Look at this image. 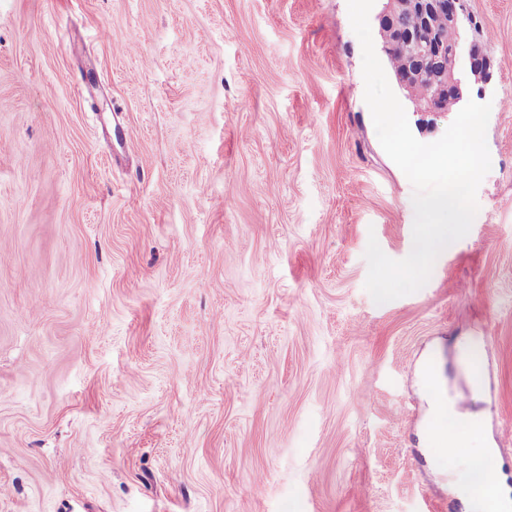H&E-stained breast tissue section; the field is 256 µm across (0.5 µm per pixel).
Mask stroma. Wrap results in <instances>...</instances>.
I'll return each instance as SVG.
<instances>
[{"mask_svg":"<svg viewBox=\"0 0 512 512\" xmlns=\"http://www.w3.org/2000/svg\"><path fill=\"white\" fill-rule=\"evenodd\" d=\"M467 7L491 170L378 304L413 186L347 0H0V512H463L431 353L512 488V0Z\"/></svg>","mask_w":512,"mask_h":512,"instance_id":"obj_1","label":"stroma"}]
</instances>
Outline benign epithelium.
I'll return each mask as SVG.
<instances>
[{
	"label": "benign epithelium",
	"instance_id": "1",
	"mask_svg": "<svg viewBox=\"0 0 512 512\" xmlns=\"http://www.w3.org/2000/svg\"><path fill=\"white\" fill-rule=\"evenodd\" d=\"M383 7L378 14L379 35L382 51L392 50L407 52L404 70L396 75L398 86L406 92V98L416 112H446L447 101L458 104L463 101L466 89L457 77L458 65L462 55H467L470 74L482 80L488 74L490 61L485 50L472 46L468 52L462 47H448L441 41L438 33L432 29L435 18L443 10H448V25L461 27L468 18L466 0H450L448 6L441 7L440 0H382ZM411 14L419 17L429 26L431 35L430 50L425 54H416L411 50L412 37L401 33L395 25L397 17ZM428 85L429 93L424 97H416L411 87L418 83Z\"/></svg>",
	"mask_w": 512,
	"mask_h": 512
}]
</instances>
